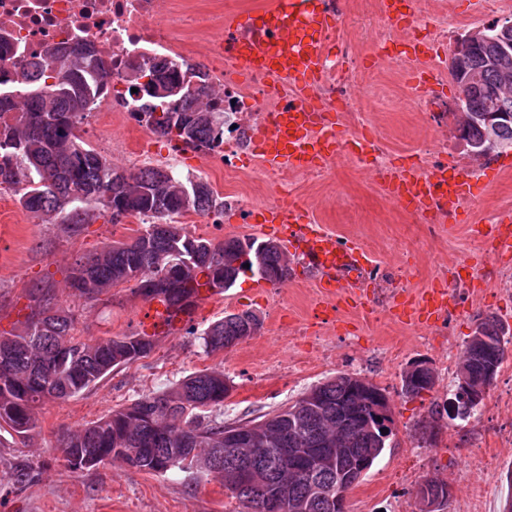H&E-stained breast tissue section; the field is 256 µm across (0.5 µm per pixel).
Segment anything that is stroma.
<instances>
[{"label":"stroma","instance_id":"1","mask_svg":"<svg viewBox=\"0 0 512 512\" xmlns=\"http://www.w3.org/2000/svg\"><path fill=\"white\" fill-rule=\"evenodd\" d=\"M441 19L448 39L506 17L512 6L490 13L484 0H446ZM348 37L361 53L367 89L361 104L364 131L378 132L393 164L411 165L413 152L434 123L431 113L418 111L408 79V63L389 65L378 56L372 36L381 26L376 0H350L343 16ZM449 47L441 48L450 57ZM439 93L449 104L445 131L448 162L476 172L481 193L468 207L449 208L448 221L424 224L387 199L378 172L359 159L343 157L318 182L292 173L286 188L299 205L308 207L319 224L339 241L360 244L377 269L363 282L371 296L388 292L390 274L405 271L414 290L436 285L441 266L470 259L478 278L473 287L456 289L457 304L446 320L433 326V343L422 342V329L393 321L390 313L364 319L339 305L336 319L317 322L313 304L318 295L315 274L301 255H291L292 274L279 284L282 302L270 301L273 291L258 287L250 275L221 294L201 300L191 319L176 331L158 335L152 352L118 367L95 386L64 401H49L37 414L38 425L25 439L0 437V512H240L215 477L178 470L146 474L120 462L85 470L72 469L59 450L58 438L130 404L146 393L172 385L204 369L223 371L232 384L224 401V420L253 419L294 402L308 388L339 372H358L383 388L391 404L393 435L359 485L346 496L345 512H413V494L429 476L448 482L452 498L448 512H462L465 503L481 496L486 512H503L512 471V447L501 435L512 428V406L484 400L468 420L444 426L436 445L421 443L419 427L430 421L454 383L455 371L445 370L447 351L463 353L478 319L493 316L512 327V294L496 290L502 266L512 267V255L479 254L475 226L488 218H512V151L489 157L468 153L456 137L460 95L454 80ZM83 138L97 151L128 156L147 149V160L164 164L170 141L145 136L143 130L112 137V119L104 117ZM135 219L121 224L99 216L69 233L64 225L45 224L22 209L12 191H0V332L20 328L25 321L28 291L37 283L58 289L61 304L74 306L77 332L90 340L144 330V300L130 285L113 288L101 301H74L63 293L73 262L105 244L127 239ZM249 311L262 321L260 330L218 353H207L199 337L212 322L228 313ZM427 358L437 372L434 388L409 397L401 390L407 364Z\"/></svg>","mask_w":512,"mask_h":512}]
</instances>
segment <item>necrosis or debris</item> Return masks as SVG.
I'll return each mask as SVG.
<instances>
[{
  "mask_svg": "<svg viewBox=\"0 0 512 512\" xmlns=\"http://www.w3.org/2000/svg\"><path fill=\"white\" fill-rule=\"evenodd\" d=\"M237 12L236 0H224L223 10L205 20L183 0H0V95L21 96L18 73L41 61L45 48L69 51L88 44L110 72L91 113L126 124L133 113L147 109L128 92L134 68L167 61L188 73L201 72L206 92L224 106V142L210 158L234 178L243 176L241 162L249 160L273 185L272 204L286 203L287 194L276 188L285 173L265 170L254 136L272 127L294 91L287 81L260 74L240 80L224 37L226 20ZM351 50V43L338 39L318 87L320 105L347 117L364 93L355 66L347 62Z\"/></svg>",
  "mask_w": 512,
  "mask_h": 512,
  "instance_id": "4bbe7bcc",
  "label": "necrosis or debris"
}]
</instances>
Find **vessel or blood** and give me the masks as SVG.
<instances>
[{"label": "vessel or blood", "mask_w": 512, "mask_h": 512, "mask_svg": "<svg viewBox=\"0 0 512 512\" xmlns=\"http://www.w3.org/2000/svg\"><path fill=\"white\" fill-rule=\"evenodd\" d=\"M232 26L249 30V40L238 43L232 58L244 75L264 72L287 77L297 91L288 109L277 113L274 127L257 137L258 148L268 168L301 170L329 160L338 152L356 157L371 151L372 140L347 145L341 134L340 113L315 104L312 88L329 48L327 35L337 29L334 14L325 0H275L273 6L247 20L231 18ZM385 193L394 203H404L422 213L448 199L460 206L475 200V186L463 170L443 176H423L416 168L398 166L385 175ZM263 221L275 225L286 249L301 251L318 272L320 298L317 314L325 315L336 296L353 293L338 273L348 266L366 265L362 247L340 243L317 224L307 209L297 204L271 206L263 211ZM449 289L431 290L420 307L412 309L413 320L440 319L448 310Z\"/></svg>", "instance_id": "vessel-or-blood-1"}]
</instances>
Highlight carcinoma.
<instances>
[{
    "label": "carcinoma",
    "mask_w": 512,
    "mask_h": 512,
    "mask_svg": "<svg viewBox=\"0 0 512 512\" xmlns=\"http://www.w3.org/2000/svg\"><path fill=\"white\" fill-rule=\"evenodd\" d=\"M494 49L481 42L469 48L468 68L450 64L453 79L465 95L467 111L457 127V139L476 156L512 151V60L489 64ZM106 75L104 65L81 50L59 57L52 54L36 71L20 72L23 97L0 96V189H10L22 208L35 218L54 216L75 234L95 211L113 224L130 217H154L128 241H115L93 256L75 262L67 288L78 298L99 301L111 288L130 281L148 301L165 302L176 316H191L199 289L219 292L232 288L239 275L250 274L272 285L291 275L288 255L274 241L230 238L214 242L195 237L175 223L184 213H208L219 205L218 195L201 177L185 179L162 167L145 166L129 172L87 145L79 131L85 113L99 96ZM141 77L148 78L144 84ZM132 86L150 100L143 120L159 138L177 137L193 148L224 139V108L205 99L174 64L139 71ZM30 312L19 333H0V429L20 438L36 428L35 410L54 400L73 397L112 372L149 354L155 339L144 333L91 341L73 333L75 318L58 304L55 289L35 284L29 289ZM480 339H469V377L486 379L487 363L500 369L512 343V331L493 317L478 323ZM261 328L251 312L228 313L203 332L208 352L222 351ZM428 359L413 361L404 371L402 389L419 395L433 389ZM224 373L201 370L178 383L144 395L96 421L63 435L61 452L70 467L86 462L120 461L148 474L188 468L217 478L245 512H266V501L281 486L288 487L285 512H338L312 490V482L339 484L347 494L357 472L372 466L393 435L394 420L381 413L384 389L357 373L340 372L306 390L294 403L261 419L224 423L205 419L204 412L224 406L230 391ZM456 416L467 418L480 406L465 400L456 381ZM447 407L421 427L422 439L433 444L439 420ZM252 428L267 438L257 449L262 472L257 487L238 485L237 467L224 457V433ZM388 433H383V430ZM333 448L332 470L314 476L293 469L284 448H318L326 440Z\"/></svg>",
    "instance_id": "obj_1"
}]
</instances>
